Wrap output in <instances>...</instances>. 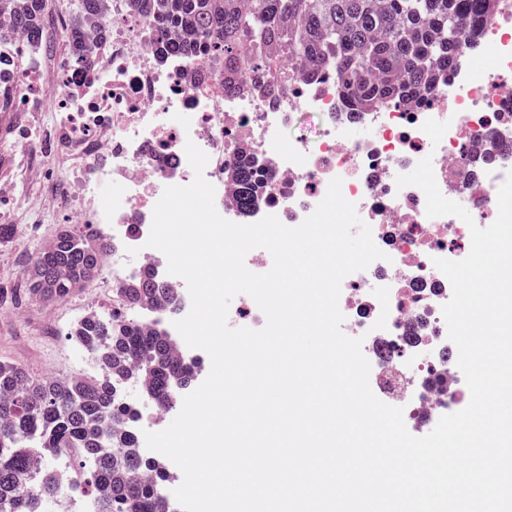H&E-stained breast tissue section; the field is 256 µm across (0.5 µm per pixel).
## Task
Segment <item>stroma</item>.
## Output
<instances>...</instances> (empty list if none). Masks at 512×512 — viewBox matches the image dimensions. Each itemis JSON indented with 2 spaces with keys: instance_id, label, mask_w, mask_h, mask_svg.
Returning <instances> with one entry per match:
<instances>
[{
  "instance_id": "obj_1",
  "label": "stroma",
  "mask_w": 512,
  "mask_h": 512,
  "mask_svg": "<svg viewBox=\"0 0 512 512\" xmlns=\"http://www.w3.org/2000/svg\"><path fill=\"white\" fill-rule=\"evenodd\" d=\"M69 165L65 158L46 161L30 155L19 158L13 170L0 169V181L8 186V204L0 208V224L14 229L12 239L0 243V288L21 284L22 271L35 253L63 231L45 174L61 175ZM85 297L80 290L60 300L28 295L14 304L0 302V361L22 366L36 377L47 365L65 364L74 343L70 331Z\"/></svg>"
}]
</instances>
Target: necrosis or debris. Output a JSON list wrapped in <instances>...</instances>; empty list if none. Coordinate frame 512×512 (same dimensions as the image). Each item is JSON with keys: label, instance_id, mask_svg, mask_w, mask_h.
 Listing matches in <instances>:
<instances>
[{"label": "necrosis or debris", "instance_id": "4bbe7bcc", "mask_svg": "<svg viewBox=\"0 0 512 512\" xmlns=\"http://www.w3.org/2000/svg\"><path fill=\"white\" fill-rule=\"evenodd\" d=\"M500 2L477 45L489 67L479 71L461 59L447 85L409 109L345 111L330 69L288 81L275 94L248 83L225 90L223 60L188 63L127 0H109L76 57L54 43L52 31L70 23L55 14L43 17L39 40L15 33L0 41V89L20 115L13 130L19 151L71 158L53 186L57 210L64 223L95 225L108 241L97 287L115 305L141 266L167 267L146 242L165 187L194 179L187 143L209 157L204 176L217 211L239 224L274 215L297 226L341 178L344 197L385 254L343 280L342 330L362 339L376 370L405 377L390 398L420 436L427 423L470 400L441 313L452 287L433 261L465 258L471 236L458 217H427L424 193L398 187L396 178L432 157L443 195L465 201L479 227L495 221L498 190L512 171V0ZM302 111L319 114L316 139L294 133ZM41 112L54 115L45 131L31 121ZM244 152L269 174L247 213L224 177ZM79 456L62 448L51 458L71 491L60 512H95L72 469Z\"/></svg>", "mask_w": 512, "mask_h": 512}]
</instances>
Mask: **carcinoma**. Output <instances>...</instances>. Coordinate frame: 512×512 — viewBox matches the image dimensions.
<instances>
[{
	"label": "carcinoma",
	"instance_id": "carcinoma-1",
	"mask_svg": "<svg viewBox=\"0 0 512 512\" xmlns=\"http://www.w3.org/2000/svg\"><path fill=\"white\" fill-rule=\"evenodd\" d=\"M80 19L78 44L86 22L104 0H70ZM148 15L161 34L183 32L192 42L170 46L192 63L224 55V72L249 71L276 91L288 73L330 66L349 112L380 102L409 107L433 93L461 59L462 35L475 44L498 0H128ZM45 0H0V35L8 29L39 33ZM227 177L239 187L243 210L255 204V186L264 177L251 160ZM107 242L91 228L64 231L23 270L28 291L45 300L70 296L97 271ZM128 306H156L176 314L178 296L148 271L127 286ZM92 350L110 378L56 381L35 378L0 361V512H36L34 501L57 496L62 485L45 473L36 494L23 485L33 457L58 448H81L91 464L84 491L96 499V512H166L160 482L165 464L137 453L134 423L139 412L114 394L115 381L138 378L152 403L174 407V379L190 382L195 362L178 356V344L155 327L123 312L84 320L71 333Z\"/></svg>",
	"mask_w": 512,
	"mask_h": 512
}]
</instances>
